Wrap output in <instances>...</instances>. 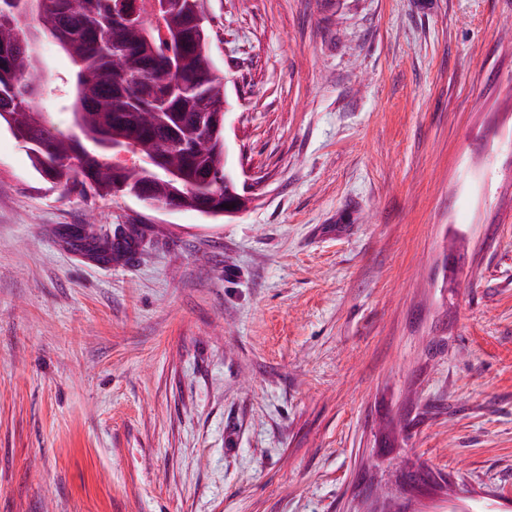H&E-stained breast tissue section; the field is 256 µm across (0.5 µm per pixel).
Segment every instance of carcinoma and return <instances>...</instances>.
Masks as SVG:
<instances>
[{"mask_svg": "<svg viewBox=\"0 0 512 512\" xmlns=\"http://www.w3.org/2000/svg\"><path fill=\"white\" fill-rule=\"evenodd\" d=\"M0 0V124L25 142L34 170L69 191L99 197L136 192L156 208L204 213L214 197L237 201L224 151L195 150L204 111H224V82L212 74L200 0H174L158 20H132L136 0ZM34 29L68 57L67 75L45 70L21 46ZM59 100L71 126L41 107ZM134 161L116 160L113 146Z\"/></svg>", "mask_w": 512, "mask_h": 512, "instance_id": "cac0c4a2", "label": "carcinoma"}]
</instances>
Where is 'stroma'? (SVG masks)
Returning <instances> with one entry per match:
<instances>
[{
    "mask_svg": "<svg viewBox=\"0 0 512 512\" xmlns=\"http://www.w3.org/2000/svg\"><path fill=\"white\" fill-rule=\"evenodd\" d=\"M205 9L230 220L0 128V512H512V0Z\"/></svg>",
    "mask_w": 512,
    "mask_h": 512,
    "instance_id": "stroma-1",
    "label": "stroma"
}]
</instances>
